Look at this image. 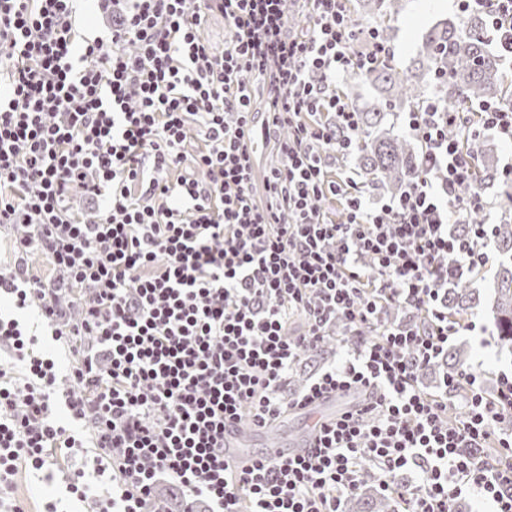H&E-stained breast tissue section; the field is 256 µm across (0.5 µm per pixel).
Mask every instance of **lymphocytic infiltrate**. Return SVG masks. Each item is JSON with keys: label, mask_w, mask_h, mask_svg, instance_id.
Returning a JSON list of instances; mask_svg holds the SVG:
<instances>
[{"label": "lymphocytic infiltrate", "mask_w": 512, "mask_h": 512, "mask_svg": "<svg viewBox=\"0 0 512 512\" xmlns=\"http://www.w3.org/2000/svg\"><path fill=\"white\" fill-rule=\"evenodd\" d=\"M96 2L112 26L89 39L79 0H0V224L17 231L14 266L0 269L13 306L0 313V512H26L19 467L50 480L62 461L67 493L96 512H169L163 478L182 512H341L369 477L401 512H450L465 493L512 512V431L500 429L512 377L492 401L470 368L438 394L417 384L461 329L443 286L485 266L495 240V225L469 221L481 193L456 194L473 165L449 130L466 114L434 99L409 113L428 175L371 206L335 168L360 129L336 78L389 47L347 0ZM458 11L485 14L512 59V0H458ZM215 16L221 52L201 35ZM274 135L285 162L259 200L254 144ZM76 186L82 214L69 205ZM329 197L339 219L320 206ZM33 254L50 275L32 272ZM33 305L73 355L66 379L17 316ZM339 317L358 338L350 358L285 395ZM351 389L368 390L367 405L322 426L303 457L225 461L228 424ZM458 396L463 412L449 417ZM88 445L111 496L94 497L77 462ZM404 470L417 484L396 483Z\"/></svg>", "instance_id": "lymphocytic-infiltrate-1"}]
</instances>
